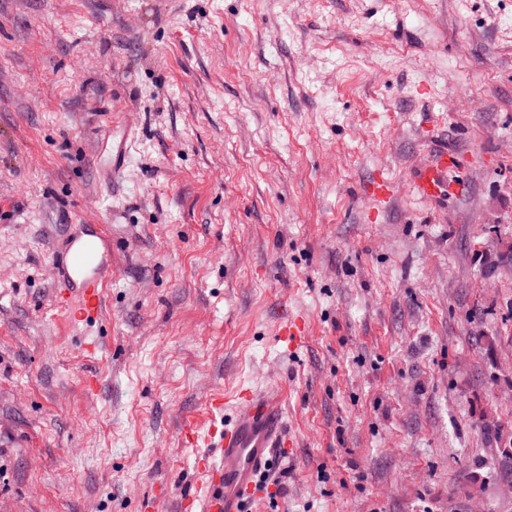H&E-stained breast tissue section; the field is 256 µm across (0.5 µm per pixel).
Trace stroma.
<instances>
[{"label": "stroma", "instance_id": "35a3bbf8", "mask_svg": "<svg viewBox=\"0 0 512 512\" xmlns=\"http://www.w3.org/2000/svg\"><path fill=\"white\" fill-rule=\"evenodd\" d=\"M246 388L294 441L265 512H512V0H0V512H177ZM448 179V157L438 155L424 169L412 177V188L416 195L426 200H436L441 195L443 181ZM65 239L64 249L56 256V298L65 306L70 304V323L80 329L101 315L106 272L112 273L105 254L110 243L109 225L95 224L86 233L69 234ZM74 293L77 302L72 301Z\"/></svg>", "mask_w": 512, "mask_h": 512}]
</instances>
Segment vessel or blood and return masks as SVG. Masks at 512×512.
<instances>
[{
    "label": "vessel or blood",
    "instance_id": "vessel-or-blood-1",
    "mask_svg": "<svg viewBox=\"0 0 512 512\" xmlns=\"http://www.w3.org/2000/svg\"><path fill=\"white\" fill-rule=\"evenodd\" d=\"M448 177V158H436L414 174L412 188L426 200L437 199ZM110 243L108 225L97 224L82 234L67 235L56 256L58 280L56 297L71 308L70 323L80 329L101 315L106 273L111 266L105 254ZM239 406L230 421L210 426L199 433L194 423L183 432L185 444L205 440L216 448V456H203L197 472L206 489L204 496L185 495L179 512H246V505L258 499L256 478L266 470L275 449L287 443V427L278 401L249 390L238 392Z\"/></svg>",
    "mask_w": 512,
    "mask_h": 512
}]
</instances>
